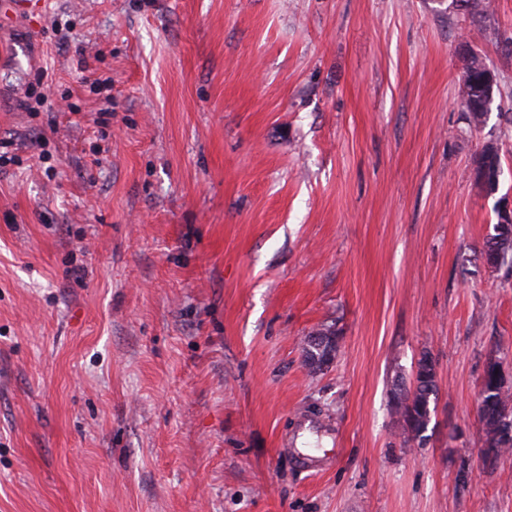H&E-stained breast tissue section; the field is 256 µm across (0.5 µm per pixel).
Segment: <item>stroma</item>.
I'll use <instances>...</instances> for the list:
<instances>
[{
    "mask_svg": "<svg viewBox=\"0 0 512 512\" xmlns=\"http://www.w3.org/2000/svg\"><path fill=\"white\" fill-rule=\"evenodd\" d=\"M491 3L47 0L0 22V139L25 159L0 167V512H512L477 406L488 362L512 376V265L481 256L512 200V0ZM472 55L501 93L477 128ZM32 82L55 128L22 108ZM425 352L419 443L394 403ZM478 183L486 194L492 195L498 188L496 179L498 170L501 171L499 154L492 145L482 148L475 158Z\"/></svg>",
    "mask_w": 512,
    "mask_h": 512,
    "instance_id": "35a3bbf8",
    "label": "stroma"
}]
</instances>
